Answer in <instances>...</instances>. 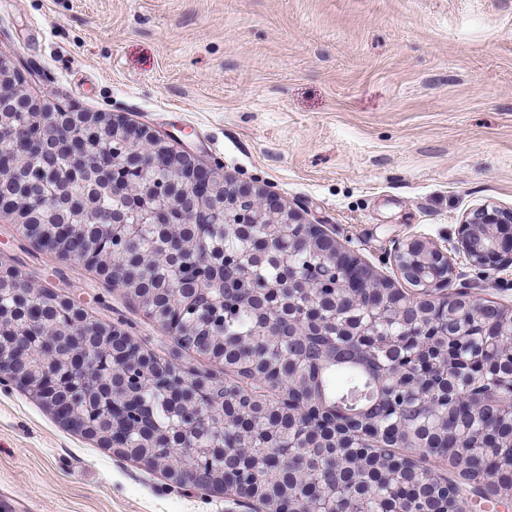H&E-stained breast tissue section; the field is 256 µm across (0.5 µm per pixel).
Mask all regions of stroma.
<instances>
[{"instance_id": "obj_1", "label": "stroma", "mask_w": 512, "mask_h": 512, "mask_svg": "<svg viewBox=\"0 0 512 512\" xmlns=\"http://www.w3.org/2000/svg\"><path fill=\"white\" fill-rule=\"evenodd\" d=\"M0 53L31 96L119 115L264 187L397 288L398 242L454 250L512 209V0H0ZM167 355L169 336L80 262L0 219V260ZM454 290L512 305V266L456 257ZM7 512H250L114 457L0 378Z\"/></svg>"}]
</instances>
